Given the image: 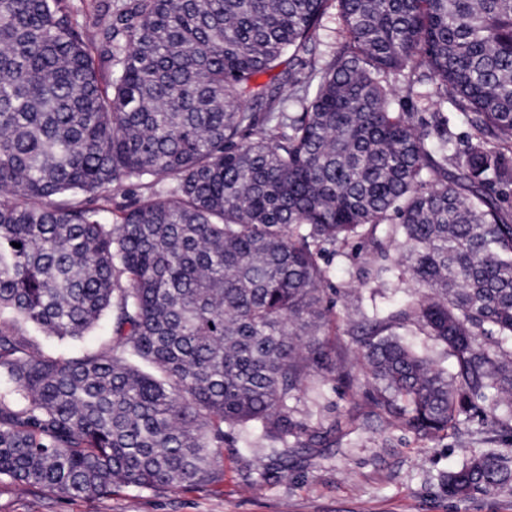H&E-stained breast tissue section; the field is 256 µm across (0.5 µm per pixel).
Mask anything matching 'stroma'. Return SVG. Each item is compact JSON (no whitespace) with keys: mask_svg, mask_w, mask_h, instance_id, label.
<instances>
[{"mask_svg":"<svg viewBox=\"0 0 512 512\" xmlns=\"http://www.w3.org/2000/svg\"><path fill=\"white\" fill-rule=\"evenodd\" d=\"M377 260L371 245L329 246L320 264L323 284L337 316L320 334L329 353H342L345 372L313 373L320 397L303 396L297 418L331 427L320 445L273 452L274 441L246 447L238 432L224 437V474L218 481L178 488H125L109 497H54L37 489L0 483V512H512V493L449 498L440 478L481 449L475 430L436 442L390 426L372 400L355 356L362 317L372 308L399 306L404 294L394 283L361 279Z\"/></svg>","mask_w":512,"mask_h":512,"instance_id":"1","label":"stroma"}]
</instances>
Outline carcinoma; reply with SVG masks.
<instances>
[{
	"label": "carcinoma",
	"mask_w": 512,
	"mask_h": 512,
	"mask_svg": "<svg viewBox=\"0 0 512 512\" xmlns=\"http://www.w3.org/2000/svg\"><path fill=\"white\" fill-rule=\"evenodd\" d=\"M331 3L341 46L318 67ZM425 81L434 141L395 108ZM126 182L170 189L112 204ZM511 197L512 0H124L100 5L96 45L68 0H0V482L175 488L223 473L226 427L316 438L290 402L330 369L318 256L355 240L407 289L364 318L375 404L422 440L478 412L511 434ZM105 317L72 357L18 328L77 339ZM444 485L512 490V454ZM445 115H448L449 127L454 133L457 148L459 150L465 149L467 141L470 137V127L466 122V119L461 112L456 111L453 107L448 104V110L445 111ZM396 331L405 335L402 337L412 342L416 347L424 350L434 361L437 367L451 371L452 361L448 358L443 345L438 344L428 336L420 334L413 325H408L407 327L397 329Z\"/></svg>",
	"instance_id": "obj_1"
}]
</instances>
